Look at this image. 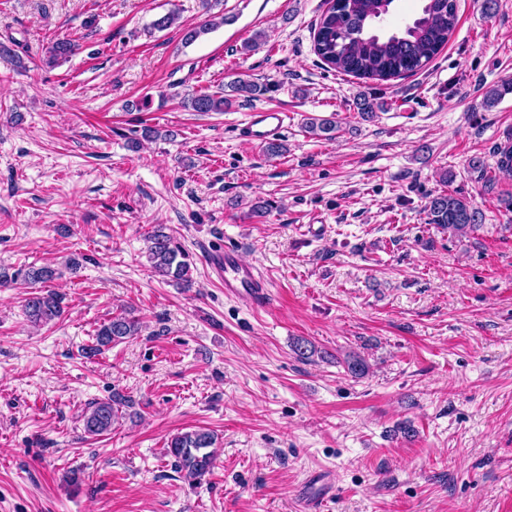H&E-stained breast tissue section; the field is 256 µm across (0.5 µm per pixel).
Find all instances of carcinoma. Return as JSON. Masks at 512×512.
<instances>
[{"label":"carcinoma","instance_id":"cac0c4a2","mask_svg":"<svg viewBox=\"0 0 512 512\" xmlns=\"http://www.w3.org/2000/svg\"><path fill=\"white\" fill-rule=\"evenodd\" d=\"M394 0H328L329 7L321 15L313 42L314 52L329 69L350 74L359 79L388 81L414 74L424 69L448 44L458 23L456 0H425L422 14L403 29L383 32L379 28ZM79 44L71 39H59L47 48L44 63L56 66L68 59ZM231 104L224 92L195 94L186 106L194 112H222ZM308 134L330 140L336 133V121L330 118H309L305 122ZM497 168L512 172V142L497 147ZM429 222L463 235L477 228L480 212L469 202L451 193L431 198ZM148 259L159 275L189 288L192 285L190 264L170 236L153 231L148 236ZM29 320L47 324L62 313L60 298L52 291L29 298L25 305ZM139 332V322L120 314L100 325L95 344L96 353L111 344L121 343ZM346 372L353 378H363L370 372L365 357L352 352L344 360ZM132 403L129 397L115 392L112 398L91 403L83 418L85 433L102 435L112 430L119 408ZM214 434L197 429L178 433L167 444V455L173 458L176 471L185 479L196 481L209 474L214 466Z\"/></svg>","mask_w":512,"mask_h":512}]
</instances>
